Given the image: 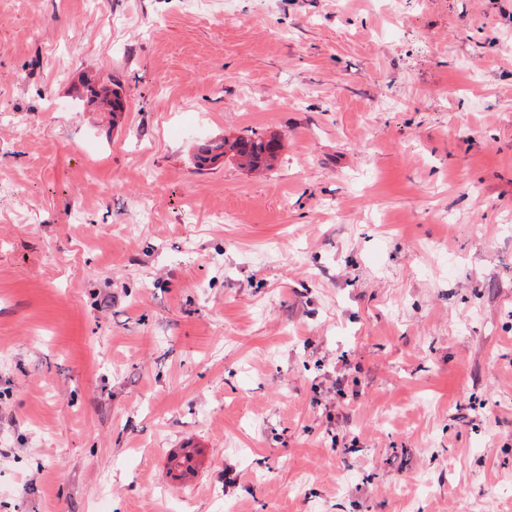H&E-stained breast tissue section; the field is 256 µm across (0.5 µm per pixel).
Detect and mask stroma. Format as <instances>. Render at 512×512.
<instances>
[{"instance_id":"stroma-1","label":"stroma","mask_w":512,"mask_h":512,"mask_svg":"<svg viewBox=\"0 0 512 512\" xmlns=\"http://www.w3.org/2000/svg\"><path fill=\"white\" fill-rule=\"evenodd\" d=\"M0 184V512H512V0H0ZM223 149L224 152L221 151ZM217 151L235 159L247 169H270L277 159L279 144L274 139L257 134L234 139L224 138L222 142L202 147L196 156L197 162L206 163L211 159L210 155Z\"/></svg>"}]
</instances>
